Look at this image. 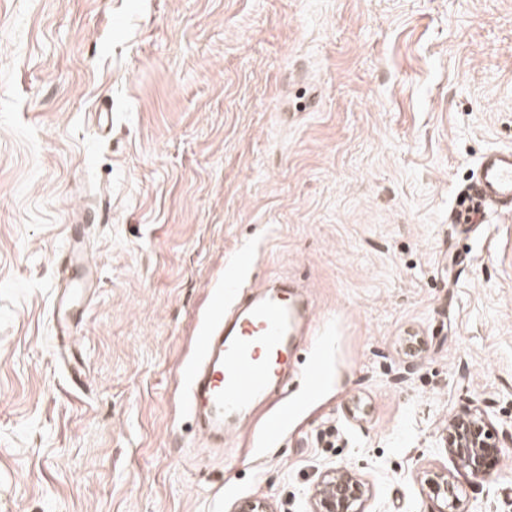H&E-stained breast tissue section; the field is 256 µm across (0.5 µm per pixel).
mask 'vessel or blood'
<instances>
[{"mask_svg":"<svg viewBox=\"0 0 512 512\" xmlns=\"http://www.w3.org/2000/svg\"><path fill=\"white\" fill-rule=\"evenodd\" d=\"M452 223H487L491 214L512 213V149L492 150L478 161L476 179L467 186ZM67 267L78 277L63 279L59 301L97 287L98 267L86 253L84 240L65 244ZM305 312L288 284L272 285L232 308L216 302L213 322L204 328L197 356L188 371L192 410L202 417L203 432L216 444L260 401L286 390L292 358L291 339Z\"/></svg>","mask_w":512,"mask_h":512,"instance_id":"vessel-or-blood-1","label":"vessel or blood"}]
</instances>
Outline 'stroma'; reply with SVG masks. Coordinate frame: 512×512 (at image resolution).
Instances as JSON below:
<instances>
[{"label": "stroma", "mask_w": 512, "mask_h": 512, "mask_svg": "<svg viewBox=\"0 0 512 512\" xmlns=\"http://www.w3.org/2000/svg\"><path fill=\"white\" fill-rule=\"evenodd\" d=\"M500 147L512 0H0V512H310L336 466L367 512H437L434 472L512 512V214L449 221ZM80 232L76 386L52 313ZM231 272L309 302L304 406L212 457L186 375ZM475 406L507 448L483 482L442 442Z\"/></svg>", "instance_id": "stroma-1"}]
</instances>
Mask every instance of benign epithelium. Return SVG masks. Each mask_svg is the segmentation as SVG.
I'll return each instance as SVG.
<instances>
[{
	"label": "benign epithelium",
	"instance_id": "obj_1",
	"mask_svg": "<svg viewBox=\"0 0 512 512\" xmlns=\"http://www.w3.org/2000/svg\"><path fill=\"white\" fill-rule=\"evenodd\" d=\"M444 447L459 469L477 480L489 478L505 448L492 433L486 413L469 409L455 415L444 437ZM430 497L439 503L437 512H468L453 477L440 472L426 480ZM370 489L356 473L343 467L320 472L311 498V512H366Z\"/></svg>",
	"mask_w": 512,
	"mask_h": 512
}]
</instances>
